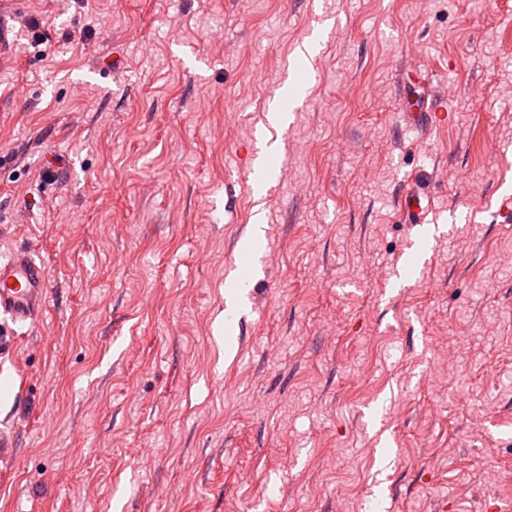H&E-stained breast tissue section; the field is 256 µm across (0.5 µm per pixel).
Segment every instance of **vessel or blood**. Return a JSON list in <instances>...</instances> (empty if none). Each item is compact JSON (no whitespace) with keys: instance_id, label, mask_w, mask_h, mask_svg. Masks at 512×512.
Instances as JSON below:
<instances>
[{"instance_id":"vessel-or-blood-1","label":"vessel or blood","mask_w":512,"mask_h":512,"mask_svg":"<svg viewBox=\"0 0 512 512\" xmlns=\"http://www.w3.org/2000/svg\"><path fill=\"white\" fill-rule=\"evenodd\" d=\"M444 104H424L404 100L402 116L415 130H427L444 116ZM431 194L420 182L408 183L401 196V208L411 223H423L430 206ZM49 273L46 265L25 248L12 251L10 257L0 260V317L12 324L36 322L43 314Z\"/></svg>"}]
</instances>
